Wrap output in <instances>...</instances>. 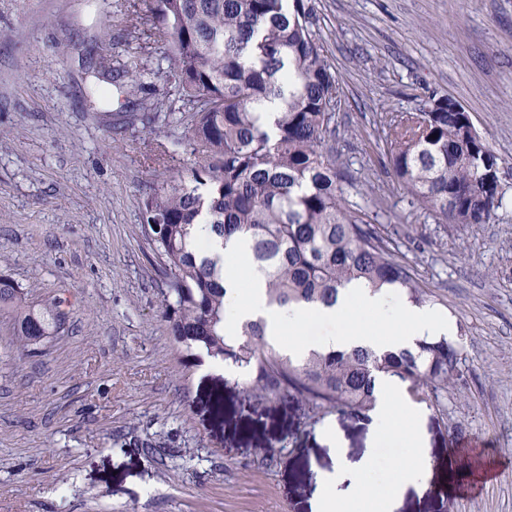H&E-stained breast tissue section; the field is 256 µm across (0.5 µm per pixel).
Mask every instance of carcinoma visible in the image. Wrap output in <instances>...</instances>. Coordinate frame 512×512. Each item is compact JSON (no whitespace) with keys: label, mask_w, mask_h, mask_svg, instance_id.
<instances>
[{"label":"carcinoma","mask_w":512,"mask_h":512,"mask_svg":"<svg viewBox=\"0 0 512 512\" xmlns=\"http://www.w3.org/2000/svg\"><path fill=\"white\" fill-rule=\"evenodd\" d=\"M180 112L190 113L189 157L175 168L156 159L162 177L141 199L148 241L165 279L160 311L175 341L203 349L249 375L259 398L301 397L314 410L375 408L376 382L390 376L407 392L439 399L462 364L459 346L441 337L413 349L376 352L353 347L312 352L301 361L266 342L264 325L247 322L239 341L224 337V260L200 257L192 229L250 239L268 304L330 307L339 290L362 279L401 288L425 302L410 266L351 204L352 175L336 160L332 125L336 80L314 30L312 0H152ZM284 99L271 138L259 119L268 99ZM394 175L437 224H489L504 206L500 184L486 176L494 152L431 94L413 112L390 119L386 137ZM0 315L25 355L40 351L62 325L52 302L35 307L28 292L0 279Z\"/></svg>","instance_id":"obj_1"}]
</instances>
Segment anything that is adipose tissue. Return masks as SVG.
Masks as SVG:
<instances>
[{
    "label": "adipose tissue",
    "mask_w": 512,
    "mask_h": 512,
    "mask_svg": "<svg viewBox=\"0 0 512 512\" xmlns=\"http://www.w3.org/2000/svg\"><path fill=\"white\" fill-rule=\"evenodd\" d=\"M204 255L221 256L229 267L224 274L226 301L231 310L224 334L238 335L247 321H262L269 341L301 358L310 351L328 352L354 346L374 350L411 348L417 340L452 333V322L437 311L397 299L387 290H373L360 281L343 287L334 306L299 304L287 308L268 305L265 281L245 261L247 237L230 241L203 239ZM377 416L393 430L406 433L408 450L396 465L397 479L386 491L372 489L365 480L369 459L353 462L344 450L336 452L333 473L323 477L311 502V512H393L408 486L429 470L430 459L419 437L409 405L385 380L377 382Z\"/></svg>",
    "instance_id": "1"
}]
</instances>
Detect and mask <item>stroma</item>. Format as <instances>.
<instances>
[{"instance_id": "1", "label": "stroma", "mask_w": 512, "mask_h": 512, "mask_svg": "<svg viewBox=\"0 0 512 512\" xmlns=\"http://www.w3.org/2000/svg\"><path fill=\"white\" fill-rule=\"evenodd\" d=\"M336 78L339 159L378 231L453 320L465 359L415 400L431 458L395 512H512V0H313ZM151 0H0V275L61 332L18 355L0 319V512H310L335 429L366 479L394 480L402 435L372 412H314L203 373L159 313L139 204L150 159L186 153ZM137 59L148 77L128 92ZM457 99L498 158L493 223L437 224L393 176L387 113Z\"/></svg>"}]
</instances>
